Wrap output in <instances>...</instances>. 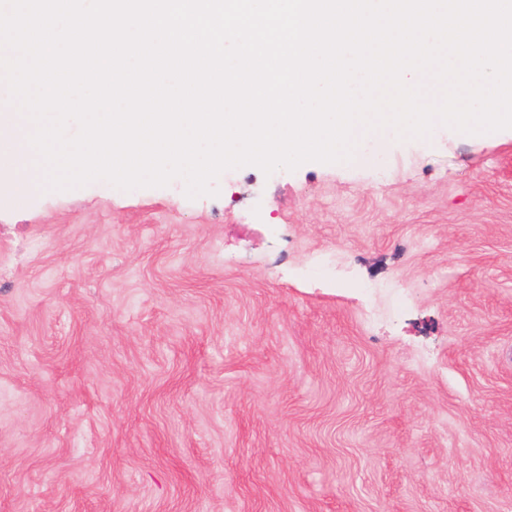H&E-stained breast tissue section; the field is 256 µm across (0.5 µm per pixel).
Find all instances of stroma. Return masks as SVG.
<instances>
[{"instance_id":"35a3bbf8","label":"stroma","mask_w":512,"mask_h":512,"mask_svg":"<svg viewBox=\"0 0 512 512\" xmlns=\"http://www.w3.org/2000/svg\"><path fill=\"white\" fill-rule=\"evenodd\" d=\"M216 186L0 184V512H512V129Z\"/></svg>"}]
</instances>
